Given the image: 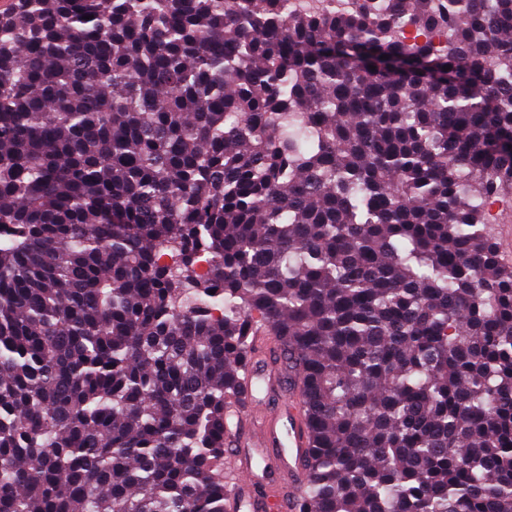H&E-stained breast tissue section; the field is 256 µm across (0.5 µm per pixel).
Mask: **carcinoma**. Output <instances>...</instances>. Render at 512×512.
<instances>
[{
  "label": "carcinoma",
  "mask_w": 512,
  "mask_h": 512,
  "mask_svg": "<svg viewBox=\"0 0 512 512\" xmlns=\"http://www.w3.org/2000/svg\"><path fill=\"white\" fill-rule=\"evenodd\" d=\"M496 195L512 0H16L0 512H228L260 336L295 512H512Z\"/></svg>",
  "instance_id": "carcinoma-1"
}]
</instances>
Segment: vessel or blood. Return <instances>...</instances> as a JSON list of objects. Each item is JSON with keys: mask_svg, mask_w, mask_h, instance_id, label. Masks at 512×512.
Instances as JSON below:
<instances>
[{"mask_svg": "<svg viewBox=\"0 0 512 512\" xmlns=\"http://www.w3.org/2000/svg\"><path fill=\"white\" fill-rule=\"evenodd\" d=\"M226 444L232 450V461L243 464L236 491V505L242 512H285L288 500L301 495L303 474L299 462L309 440L297 400H288L274 409L260 400L250 402L239 412ZM257 457L287 475V482H263L252 466Z\"/></svg>", "mask_w": 512, "mask_h": 512, "instance_id": "vessel-or-blood-1", "label": "vessel or blood"}]
</instances>
